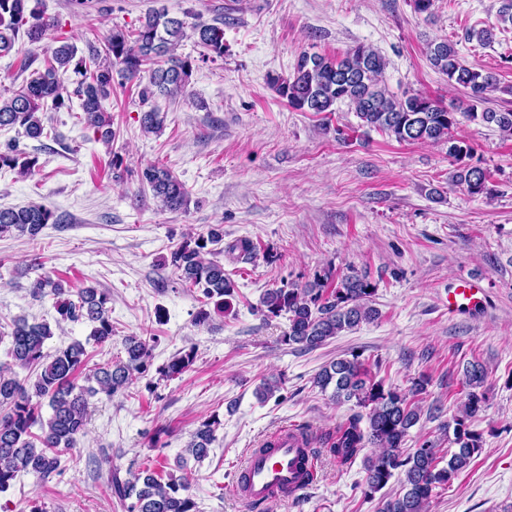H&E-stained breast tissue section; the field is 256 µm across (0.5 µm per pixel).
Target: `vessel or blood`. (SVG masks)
Listing matches in <instances>:
<instances>
[{"instance_id":"obj_1","label":"vessel or blood","mask_w":512,"mask_h":512,"mask_svg":"<svg viewBox=\"0 0 512 512\" xmlns=\"http://www.w3.org/2000/svg\"><path fill=\"white\" fill-rule=\"evenodd\" d=\"M481 291L480 279L455 280L448 289L449 309L471 305ZM263 442V448L245 453L234 483L245 503L268 507L296 497L305 487L304 473H317L318 462L309 458L295 426L277 427Z\"/></svg>"}]
</instances>
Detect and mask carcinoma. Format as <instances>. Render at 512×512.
Wrapping results in <instances>:
<instances>
[{
  "mask_svg": "<svg viewBox=\"0 0 512 512\" xmlns=\"http://www.w3.org/2000/svg\"><path fill=\"white\" fill-rule=\"evenodd\" d=\"M58 22L46 20L29 8V0H0V54L10 52L19 36L38 43ZM184 22L168 16L165 9L145 14L138 29L111 30L104 48L89 46L90 70L84 60H76L77 48L64 40L50 51L44 68L9 98L0 97V129L19 126L31 139H39L45 131L44 106L52 103L55 110L67 107L76 97L81 101L83 121L97 140L112 141V116L104 106L112 94L114 75L123 81H146L142 101L155 95L175 97L189 82L193 63L175 53L179 41L186 36ZM197 42L217 57L224 56V20L214 23L198 21L190 29ZM431 64L447 76L448 85L468 90L470 104L460 110L423 94L397 98L385 86L386 60L375 49L360 44L341 58L303 52L298 55L293 73L270 80L272 89L288 104L301 112L330 114L336 104L346 102L360 120V126L381 131L398 142L446 143L448 156L461 162L473 155L474 148L466 140L451 136L458 125V113L471 121L494 126L506 138H512V109L497 112L478 110V105L498 89L499 80L492 72L468 66L459 57L454 44L446 39L428 44ZM81 74L73 91L59 81L58 73L69 67ZM164 115L152 108L142 112L141 127L147 133L159 132ZM11 168L22 177L38 168V158L11 146L0 152V168ZM489 174L486 169L464 164L456 169L452 181L471 194L486 190ZM140 182L150 188L153 196L173 211L187 205L185 184L162 164L146 166ZM54 212L43 204L0 209V236L16 234L35 238L48 224H54ZM224 240V230L216 225L205 235L191 238L171 253V265L179 279L204 298L216 299L217 309H224L225 298L234 295L237 285L224 264L209 258ZM376 288L352 272L337 282L317 275L302 287L284 285L266 291L262 312L267 317L288 315V333L284 342L308 349L323 345L346 329L376 318L378 310L370 305ZM33 294L53 296L59 320L86 321L93 325L90 337L97 343L112 341V321L107 293L93 286L73 292L61 281L40 277ZM52 336L46 323H30L24 318L13 321L10 333L0 334V342L8 340V361L0 363V493L6 492L21 473H33L49 480L60 473L61 453L76 447L84 435L90 398L103 394L107 398L127 389L137 374L146 372L151 348L135 336L125 339L126 358L107 362L93 373L94 384L80 386L76 374L85 363L86 350L74 341L46 359L43 345ZM194 351L175 355L160 373L173 378L184 373L194 362ZM36 369L34 379H20L14 368ZM488 372L473 361L463 369L465 401L453 416L455 451L447 464L436 444L423 440L419 447L404 453L402 445L409 430L419 423L423 406L418 396L423 387L417 383L411 395L396 387H387L375 378L370 368L354 355L338 358L324 366L314 377L315 386L333 389L332 397L339 403L353 402L365 413L352 414L328 437L327 452L336 462L352 463L365 449L366 472L363 493L372 498L389 482L400 476L401 491L382 498L380 512H426L433 490L450 482L467 468L481 451L479 434L470 429V422L484 408ZM48 399L51 414L44 420L33 398ZM219 425L213 418L201 423L191 435L187 453L196 459L207 455ZM39 427L41 434L32 432ZM107 484L115 495L127 503V512H199L196 502L184 494L185 486L155 471L144 470L129 481H121L107 470Z\"/></svg>",
  "mask_w": 512,
  "mask_h": 512,
  "instance_id": "cac0c4a2",
  "label": "carcinoma"
}]
</instances>
